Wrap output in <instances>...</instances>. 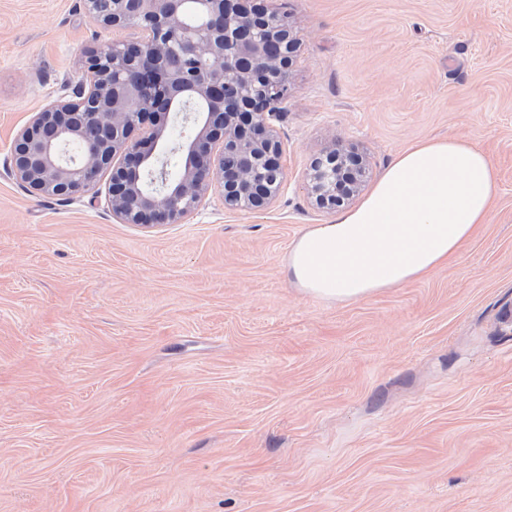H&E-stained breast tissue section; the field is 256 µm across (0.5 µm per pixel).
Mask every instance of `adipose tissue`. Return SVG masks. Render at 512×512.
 Segmentation results:
<instances>
[{"instance_id":"adipose-tissue-1","label":"adipose tissue","mask_w":512,"mask_h":512,"mask_svg":"<svg viewBox=\"0 0 512 512\" xmlns=\"http://www.w3.org/2000/svg\"><path fill=\"white\" fill-rule=\"evenodd\" d=\"M497 190L492 162L470 142L412 146L357 207L294 243L288 279L313 298L339 303L421 279L474 235Z\"/></svg>"}]
</instances>
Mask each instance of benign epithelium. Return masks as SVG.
I'll return each instance as SVG.
<instances>
[{
	"instance_id": "1",
	"label": "benign epithelium",
	"mask_w": 512,
	"mask_h": 512,
	"mask_svg": "<svg viewBox=\"0 0 512 512\" xmlns=\"http://www.w3.org/2000/svg\"><path fill=\"white\" fill-rule=\"evenodd\" d=\"M184 2L83 0L98 25L149 36L85 54L86 77L16 133L6 169L17 181L70 198L109 170L108 203L124 224H178L216 191L230 209L272 204L283 183L274 120L293 91L298 37L269 0H199L192 24ZM179 105L195 132L171 178L160 131L132 133ZM365 170L362 156L333 145L314 161L308 191L321 207L340 206Z\"/></svg>"
}]
</instances>
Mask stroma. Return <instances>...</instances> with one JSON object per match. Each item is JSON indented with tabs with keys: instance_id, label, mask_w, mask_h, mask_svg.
Masks as SVG:
<instances>
[{
	"instance_id": "stroma-1",
	"label": "stroma",
	"mask_w": 512,
	"mask_h": 512,
	"mask_svg": "<svg viewBox=\"0 0 512 512\" xmlns=\"http://www.w3.org/2000/svg\"><path fill=\"white\" fill-rule=\"evenodd\" d=\"M300 42L262 211L210 194L123 224L108 174L41 196L16 132L140 41L82 0H0V512H512V0H273ZM458 137L494 165L483 224L424 279L347 303L283 274L332 223V144L368 161Z\"/></svg>"
}]
</instances>
